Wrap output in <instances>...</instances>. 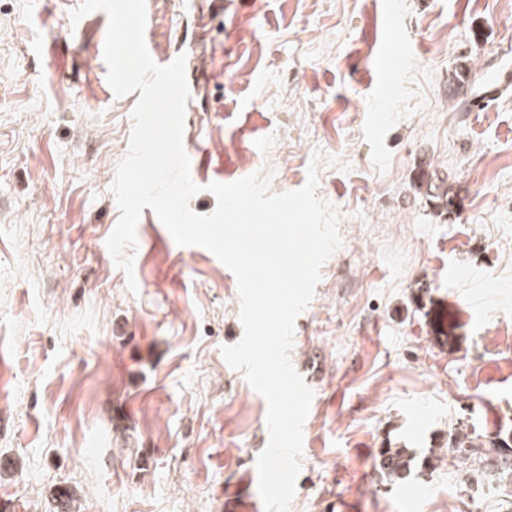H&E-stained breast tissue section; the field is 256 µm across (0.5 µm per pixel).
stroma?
<instances>
[{"label":"stroma","mask_w":512,"mask_h":512,"mask_svg":"<svg viewBox=\"0 0 512 512\" xmlns=\"http://www.w3.org/2000/svg\"><path fill=\"white\" fill-rule=\"evenodd\" d=\"M146 0L145 41L205 71L184 138L202 151L190 201L256 172L272 194L301 188L339 215L294 326L290 359L313 392L290 512H512V487L461 486L457 427L512 433V0H398L405 65L370 134L386 0ZM80 0H0V512H251L267 403L221 348L243 335L235 275L210 251L165 238L143 209L137 291L106 241L111 191L138 93L107 81L108 17ZM468 97L508 89L485 111ZM460 191L455 213L420 191ZM457 325L430 342L429 308ZM410 448L402 484L376 468ZM407 487L427 495L406 501Z\"/></svg>","instance_id":"35a3bbf8"}]
</instances>
